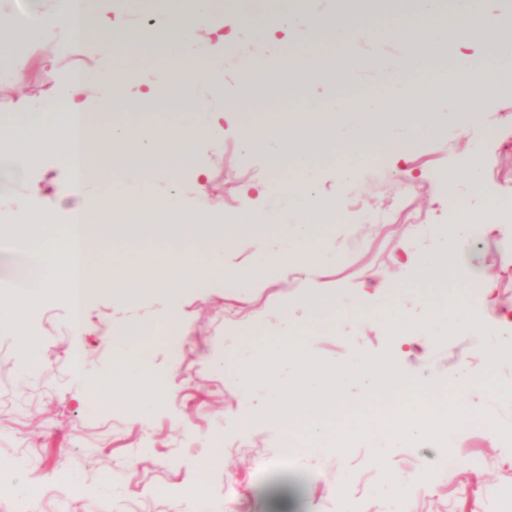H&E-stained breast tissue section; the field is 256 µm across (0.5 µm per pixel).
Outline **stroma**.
<instances>
[{
  "instance_id": "35a3bbf8",
  "label": "stroma",
  "mask_w": 512,
  "mask_h": 512,
  "mask_svg": "<svg viewBox=\"0 0 512 512\" xmlns=\"http://www.w3.org/2000/svg\"><path fill=\"white\" fill-rule=\"evenodd\" d=\"M22 79L0 84V120L24 99L48 96L56 80L77 67L122 65L96 52L75 54L63 42L24 44ZM370 70L351 79L329 75L298 80V95L336 97L378 82ZM186 98L141 101L135 121L148 131L192 120ZM222 148L199 138L190 166L174 182L157 183L148 200L160 207L178 192L184 212L210 209L224 225L264 204L253 186L271 166L240 145V127L225 114ZM407 159L374 147L339 175L321 155L315 167L319 199L336 201L339 219L317 222L310 261L292 272L270 269L257 285L207 275L185 287H164L137 298L105 291L89 297L84 323L69 321L70 300L56 290L30 310L21 326L0 322V512H86L98 501L112 512H399L409 498L415 512H512V317L502 286L512 274V221L473 226L468 262L458 283L430 279L424 265L448 230L449 195L467 198L471 211L491 204L512 212V88L485 96L471 118L449 105L429 128L410 130ZM466 166L462 181L449 174ZM222 173L221 183L212 176ZM69 178L53 150L31 162L18 182L0 190L24 199ZM414 183L413 193L402 182ZM432 217L421 235L382 223L403 200ZM280 226L259 239L241 238L224 253L227 267L247 271L266 253L285 251ZM455 297L461 312L425 319L424 310ZM331 299L329 308L315 306ZM427 322L434 342L411 353L417 325ZM148 326L138 343L122 333ZM298 336L303 356L273 353V337ZM39 352L37 368L22 357L24 342ZM379 363L412 382L458 393L456 418L479 411L493 433H471L445 421L442 441L406 440L390 430L383 410L353 415L345 432L323 425L319 436L283 435L264 418L276 387L301 381L307 391L338 389L350 399L377 387L363 363ZM256 365L250 386L235 369ZM146 380L150 396L109 394L114 381ZM102 406L90 414L89 403ZM221 466L208 464L212 453ZM457 455L460 466L435 473L421 458ZM290 462L288 491L274 499L273 463Z\"/></svg>"
}]
</instances>
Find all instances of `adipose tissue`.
Segmentation results:
<instances>
[{"label":"adipose tissue","mask_w":512,"mask_h":512,"mask_svg":"<svg viewBox=\"0 0 512 512\" xmlns=\"http://www.w3.org/2000/svg\"><path fill=\"white\" fill-rule=\"evenodd\" d=\"M408 20L412 52L402 63L409 72L406 80L386 77L381 92L364 90L340 99L306 97L285 112H269L254 119L249 113L239 116L243 139L249 151L269 156L281 165L254 189L264 199L300 194L314 199L315 185L310 178L316 155L314 145L340 160L367 154L370 128L431 124L449 98L465 99L472 113H479L482 99L495 88L512 83V36L505 34L500 17L481 9L479 0H398ZM210 25L212 35L199 39L198 29ZM288 31L281 58L265 51L277 31ZM134 29L114 24L101 0H87L80 39L76 50L88 48L114 56L121 51ZM366 42L387 41L393 37L391 25L369 18L368 0H340L335 18L312 20L304 8L281 0L269 17L257 16L252 0H239L229 22L212 19L210 0H192L187 11H175L158 18L151 38L153 51L144 65L157 74L147 86V95L163 93L182 95L192 101L196 115L208 116L207 125L177 123L155 135L139 133L126 121L113 120L103 108L107 96L126 92L130 80L123 68L109 72L94 70L75 76L64 75L47 98L21 102L11 135L0 139V150L21 159L39 155L45 148H55L64 167H71L72 152L69 123L80 115L89 118L85 131L88 141L102 139L101 152L82 148V158L90 175L71 181L64 193L84 197L90 186L104 191L108 203H129L131 197L151 188L161 179H174L190 160L194 142L206 133L214 142L224 138V127L213 108L217 97L239 99L241 88L262 83L276 84L287 91L299 77L312 76L319 70L335 72L343 68L353 76L367 70L372 60L363 53H346L352 38ZM472 49L473 54L457 67H449L447 48ZM234 68L238 85L226 88L225 68ZM206 83L213 98L196 93L198 83ZM52 198L20 203L10 214L6 229L22 239L25 247L38 255L40 269L34 272L22 290L0 293V308L8 309L16 319L24 316L44 297L47 289L70 288L77 267L90 271L85 277L86 293L112 288L123 289L129 296L148 294L157 281L144 264L123 261L112 265L109 273L98 269V257L110 241H125L129 225L84 224L86 210L76 206L71 222L50 240L40 237L38 219L51 214ZM165 218L176 221L177 236L191 238L194 250L172 248L167 265L179 285L192 283L204 267L224 266V246L237 238L264 235L267 224L256 214L244 215L231 228L218 225L206 211L183 217L178 193H170L162 207ZM473 213L464 214L447 233L446 247L432 252L428 269L435 274L453 273L458 260L469 248L470 230L476 224ZM205 255L207 265H200L197 255ZM384 405L391 411L393 430H406L411 436L430 432V420L439 411L453 412V405H441L438 394L430 388L393 379L386 388Z\"/></svg>","instance_id":"obj_1"}]
</instances>
